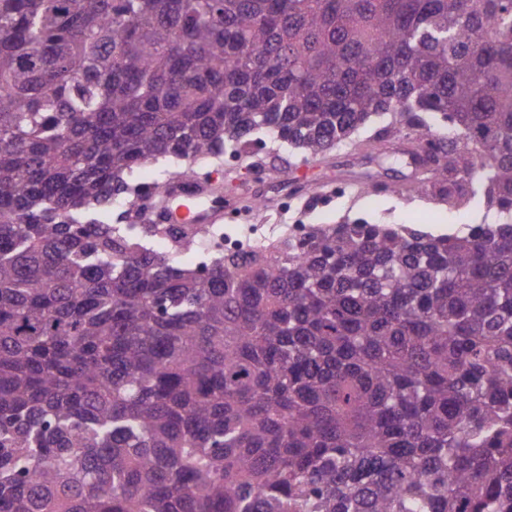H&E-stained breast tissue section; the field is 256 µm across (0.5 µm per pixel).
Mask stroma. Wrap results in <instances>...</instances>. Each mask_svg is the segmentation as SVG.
<instances>
[{
  "label": "stroma",
  "mask_w": 512,
  "mask_h": 512,
  "mask_svg": "<svg viewBox=\"0 0 512 512\" xmlns=\"http://www.w3.org/2000/svg\"><path fill=\"white\" fill-rule=\"evenodd\" d=\"M395 150V145L387 142L377 143L375 150L369 152L341 146L326 159L304 164L308 174L304 181L282 176V169L292 160L291 152L273 144L254 147L250 156L239 157L235 167L242 173L241 180L227 175L226 159H218L209 169L214 178L223 182L226 202L243 206L245 196L239 189L243 183L248 186V194L269 200V209L253 212L252 221L256 224H317L323 220L333 224L363 215L374 223L411 226L437 235L462 232L467 225L481 222L484 210L477 205L458 211L424 197L392 193V186L412 177L411 167L379 164V155ZM368 176L387 187L373 200L355 189Z\"/></svg>",
  "instance_id": "obj_1"
}]
</instances>
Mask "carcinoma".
I'll return each instance as SVG.
<instances>
[{
	"mask_svg": "<svg viewBox=\"0 0 512 512\" xmlns=\"http://www.w3.org/2000/svg\"><path fill=\"white\" fill-rule=\"evenodd\" d=\"M385 115L491 220L187 268L112 214ZM0 512H512V0H0Z\"/></svg>",
	"mask_w": 512,
	"mask_h": 512,
	"instance_id": "1",
	"label": "carcinoma"
}]
</instances>
